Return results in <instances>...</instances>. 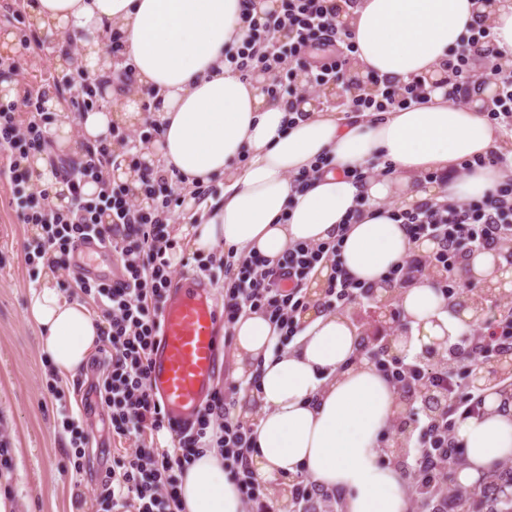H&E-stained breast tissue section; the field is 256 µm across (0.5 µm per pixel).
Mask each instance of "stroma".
<instances>
[{
  "label": "stroma",
  "mask_w": 512,
  "mask_h": 512,
  "mask_svg": "<svg viewBox=\"0 0 512 512\" xmlns=\"http://www.w3.org/2000/svg\"><path fill=\"white\" fill-rule=\"evenodd\" d=\"M38 232L19 223L8 187L0 183V504L5 512H98L105 473L122 453L109 432L105 410H88L81 402L100 366L92 352L75 379L59 380L58 395L46 389L47 359L38 331L28 322V293L36 271L25 263V251ZM83 417L89 439L87 469L75 474L70 433L62 412Z\"/></svg>",
  "instance_id": "stroma-1"
}]
</instances>
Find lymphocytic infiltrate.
Masks as SVG:
<instances>
[{"label":"lymphocytic infiltrate","mask_w":512,"mask_h":512,"mask_svg":"<svg viewBox=\"0 0 512 512\" xmlns=\"http://www.w3.org/2000/svg\"><path fill=\"white\" fill-rule=\"evenodd\" d=\"M356 4L357 0H282L280 11L270 16L243 9L241 18L250 39L225 58L246 76L265 70L269 80L264 90L273 97L295 99L303 90L326 87L345 72L356 52L350 38H337L334 25L341 9ZM492 40L490 28L479 23L471 27L466 42L449 51L442 68L454 80L458 99L468 96L475 48ZM46 78L72 100L75 118L98 107L94 85L79 74L50 71ZM368 80L377 91L352 100L355 111L403 108L425 102L431 92L422 78L392 85L373 73ZM52 121L30 85L20 86L13 97L0 98V156L6 159L0 166V182L11 191L19 222L38 230L37 244L25 253L27 265L37 266L43 259L68 268L75 240L90 234L107 242L121 262L118 279L92 283L76 277L71 283L74 295L94 305L104 319L101 335L109 362L93 391L109 414L112 437L137 442L122 456L120 472L107 482L102 512H126L131 506L136 512H182L181 474L207 448L223 449L224 471L236 483L243 502L259 500L261 486L248 464L252 427L233 416L232 394L213 391L191 428L179 432L175 451L156 447L153 441L155 434L173 427L151 387V354L160 338L159 316L172 284L175 245L168 227L185 202L178 176L141 161L146 145L159 142L160 124H152L145 135L119 133L114 141H97L72 161L54 156L48 132ZM36 154L48 156L51 180L34 192L28 184L27 162ZM118 161L138 170L149 205L135 204L124 185L113 183L109 170ZM57 181L67 185L74 197L70 207H53L50 196ZM90 182L98 191L88 198L83 189ZM402 218L410 241L431 237L438 242L436 252L408 254L390 271V280L407 288L430 264L451 266L468 249L512 239V183L479 200L425 202ZM340 248L337 240L298 243L289 245L274 263L258 256L239 265L214 259L199 269L224 284L225 324H234L247 312L263 315L279 330L284 345L304 330L303 316L310 306L304 285L316 265L332 269L323 309L340 310L362 296L363 285L342 269ZM379 368L396 391L427 386L447 394V413L419 422L410 467L418 481H430L432 497L447 498L448 485L435 476L433 464L447 460L450 450L457 448V421L480 415L483 406L467 396L456 359L438 363L385 359Z\"/></svg>","instance_id":"1"}]
</instances>
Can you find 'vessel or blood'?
<instances>
[{
    "label": "vessel or blood",
    "instance_id": "vessel-or-blood-1",
    "mask_svg": "<svg viewBox=\"0 0 512 512\" xmlns=\"http://www.w3.org/2000/svg\"><path fill=\"white\" fill-rule=\"evenodd\" d=\"M111 249L98 237L79 239L72 266L91 280L106 278L103 261ZM213 280L185 273L168 293L160 313L161 338L152 354L154 391L175 425L187 428L205 403L222 355L220 334L224 317L214 303Z\"/></svg>",
    "mask_w": 512,
    "mask_h": 512
}]
</instances>
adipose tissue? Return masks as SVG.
Returning a JSON list of instances; mask_svg holds the SVG:
<instances>
[{
    "mask_svg": "<svg viewBox=\"0 0 512 512\" xmlns=\"http://www.w3.org/2000/svg\"><path fill=\"white\" fill-rule=\"evenodd\" d=\"M244 0H34L31 10L47 35H75L90 72L100 73L103 38L119 32L136 86L154 91L163 147L150 163L176 170L184 185L224 181L221 199L198 205L193 249L234 248L243 260L277 261L288 245L320 243L343 235L341 262L355 281L381 285L413 247L400 211L428 200H467L512 181V163L459 171L461 161L500 150L497 130L483 106L487 89L471 84L469 105L452 86L437 87L428 102L390 112L349 116L316 102L290 104L266 94L254 77L224 64L225 48L247 40L239 23ZM357 47L361 74L377 73L404 84L438 79L450 48L475 21L493 32L500 62L512 64V0L489 7L480 0H359L341 14ZM391 166L387 177L359 182L351 170ZM317 169L304 189L296 174ZM452 172L448 184L417 183L426 172ZM362 209L356 223L348 214ZM430 283L403 289L401 307L414 333L408 354L422 344L457 336L465 328L449 317ZM26 316L56 374L74 378L101 342L100 317L63 293L52 272L31 289ZM306 328L281 352L275 330L249 314L231 327L239 377L234 415L259 410L249 464L258 480L305 475L316 488L340 494L343 512H410L406 479L382 463V437L393 419L396 393L373 365L357 363L360 336L342 315L309 311ZM485 414L458 421L465 450L460 475L472 484L492 464L512 459V404L495 394ZM183 512H242L241 495L224 472L221 449L209 448L181 477Z\"/></svg>",
    "mask_w": 512,
    "mask_h": 512,
    "instance_id": "ef3b65f1",
    "label": "adipose tissue"
}]
</instances>
